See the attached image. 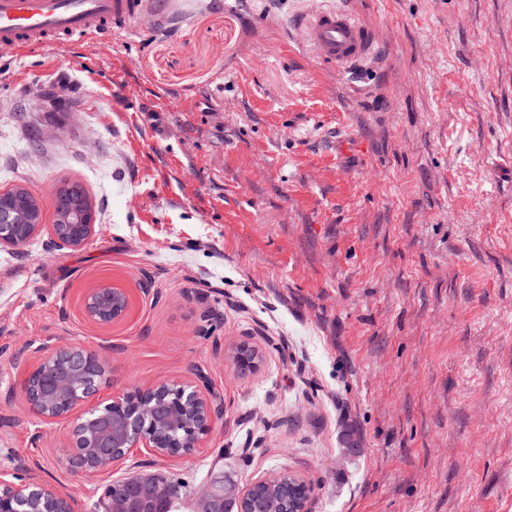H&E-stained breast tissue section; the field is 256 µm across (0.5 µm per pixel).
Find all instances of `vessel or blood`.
<instances>
[{
	"label": "vessel or blood",
	"mask_w": 512,
	"mask_h": 512,
	"mask_svg": "<svg viewBox=\"0 0 512 512\" xmlns=\"http://www.w3.org/2000/svg\"><path fill=\"white\" fill-rule=\"evenodd\" d=\"M150 0H0V49H47L59 41L81 42L111 32L114 24L149 13ZM316 56L333 67L369 57L374 38L350 12L329 8L304 22Z\"/></svg>",
	"instance_id": "b4317fda"
}]
</instances>
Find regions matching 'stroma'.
Segmentation results:
<instances>
[{"label":"stroma","instance_id":"obj_1","mask_svg":"<svg viewBox=\"0 0 512 512\" xmlns=\"http://www.w3.org/2000/svg\"><path fill=\"white\" fill-rule=\"evenodd\" d=\"M344 5L375 51L328 68L295 21ZM63 176L98 233L0 249V466L81 512L110 483L20 394L41 348L80 343L101 397L202 374L223 402L194 455L121 470L183 481L172 512L282 470L313 512H512V0H159L0 56V190L49 224ZM102 283L130 296L109 327L82 311Z\"/></svg>","mask_w":512,"mask_h":512}]
</instances>
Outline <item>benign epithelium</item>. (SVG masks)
Returning a JSON list of instances; mask_svg holds the SVG:
<instances>
[{
    "instance_id": "7a95c632",
    "label": "benign epithelium",
    "mask_w": 512,
    "mask_h": 512,
    "mask_svg": "<svg viewBox=\"0 0 512 512\" xmlns=\"http://www.w3.org/2000/svg\"><path fill=\"white\" fill-rule=\"evenodd\" d=\"M77 223L65 215L63 224L37 222L33 211L0 206V249H15L26 239L47 236L57 247L80 249L97 233L94 206L76 202ZM96 286L86 291L85 316L101 326L124 320L129 295L123 288L112 289V308L100 312L91 301ZM108 363L93 350L68 343L47 351L35 371L42 373L40 388L25 378L23 399L31 411L45 421L70 423L63 461L72 472L85 477L110 474L132 457L135 448H149L158 458L183 457L203 447L214 425L224 416L205 377L197 382L165 381L146 388L135 387L110 400L98 397L99 383ZM178 423L185 440L176 441L165 428ZM277 491L287 501L282 512H312L311 497L304 491L305 480L287 472L262 476L244 487L229 490L211 486L200 496L201 512H225L228 501L236 512H253L258 486ZM0 512H77L74 498L53 486L25 477L22 468L0 469ZM92 512H117L112 485H107Z\"/></svg>"
}]
</instances>
